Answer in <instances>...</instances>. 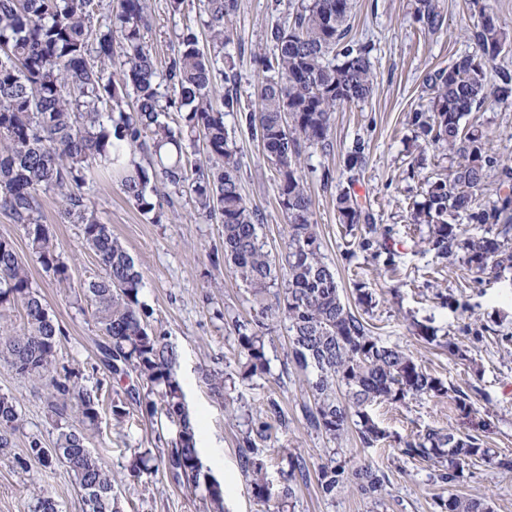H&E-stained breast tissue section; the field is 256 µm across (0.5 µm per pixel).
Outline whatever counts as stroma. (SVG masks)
I'll return each instance as SVG.
<instances>
[{"label": "stroma", "mask_w": 512, "mask_h": 512, "mask_svg": "<svg viewBox=\"0 0 512 512\" xmlns=\"http://www.w3.org/2000/svg\"><path fill=\"white\" fill-rule=\"evenodd\" d=\"M298 4L299 0H238L232 19L233 41L226 51L237 93L247 109L256 108L255 89L264 78L253 55L267 50L268 26L287 21ZM443 4L446 29L428 35L413 21L414 0H354L349 37L371 45L378 87L368 100L337 108L331 130L333 150L307 159L313 171L308 178L312 210L322 251L336 269L345 301L354 302L356 283L375 289L376 305L365 316L374 336L409 349L428 372L471 392L476 408L489 422L483 435L488 447L512 457V356L504 351L507 337H512V271L500 279L473 284L462 267L439 265L431 254L415 247L419 233L406 222L407 204L420 199L425 176L448 172L451 166L449 158L430 149L425 167L408 173L411 156L418 151L408 117L430 106L426 75L475 50L464 36L471 22L468 4L465 0H443ZM201 9V0H186L183 13L174 17L167 0H151L152 25L145 34L148 44L168 53L175 31L196 19ZM474 117L488 135L489 148L512 157V105L489 103ZM225 122L234 132L233 143L241 160L242 194L260 214L268 250L280 254L285 247L286 219L277 203L275 172L236 116H227ZM360 138L368 144L367 164L352 183L342 170V157ZM323 168L334 173L331 186H323L317 175ZM346 185L370 201L377 223L391 228L400 253L397 273L385 272L380 260L359 248L360 231H346L339 223L335 198ZM85 192L101 222L111 226L142 273L140 299L152 313V325L166 332L178 351L176 371L198 426L200 457L224 487V512H257L241 470L237 442L246 422L265 420L271 399L283 408L286 424L275 427L263 445L270 479L281 481L287 467L282 454L286 447L301 456L308 468L306 481L296 489L295 512H435V500L451 492L486 500L493 512H512V472L478 462L458 482L445 484L437 480L431 463L402 457L396 448V438L414 436L429 426L460 427L449 400L428 398L404 406L386 402L373 406L374 419L390 435L377 447H361L352 430L338 444L328 443L303 418L305 374L288 358V331L280 322L271 324L265 338L267 373L243 378L244 358L224 325V316L250 317L251 297L224 266L213 264L214 253L224 249L222 226L198 215L189 196L164 206L155 221L141 215L104 178L88 183ZM42 215L70 267V287H58L52 276L32 262L23 229L1 213L0 237L11 239L20 256L29 260L32 286L64 331L59 365L79 369L86 385H102L105 400L88 446L119 472L131 449L148 448L156 453L170 446L175 428L136 414L120 424L113 419L111 405L124 398L127 384L113 381L100 362L97 345L103 335L91 309L79 299L84 286L102 276L103 270L94 254L83 247L79 225L65 217L54 194L43 196ZM447 294L454 297V304L444 303ZM415 320L454 339L466 349V359L425 344L411 327ZM205 368L224 371L232 378L240 397L238 417L228 416L223 402L209 393L201 380ZM3 393L18 399L24 425L8 455L0 456V512H27L29 495L37 485L55 498L59 512H83L81 494L65 467L46 472L33 462L24 469L14 462L24 455L30 436H40L47 445L54 438L45 418V391L0 361ZM332 454L350 467L369 462L384 471V508H376L371 499L347 488L332 498L320 493L317 469ZM117 494L125 512H208L202 495L188 493L162 469L124 478Z\"/></svg>", "instance_id": "1"}]
</instances>
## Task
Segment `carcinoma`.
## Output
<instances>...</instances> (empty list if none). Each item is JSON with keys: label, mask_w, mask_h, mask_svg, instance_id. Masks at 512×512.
I'll use <instances>...</instances> for the list:
<instances>
[{"label": "carcinoma", "mask_w": 512, "mask_h": 512, "mask_svg": "<svg viewBox=\"0 0 512 512\" xmlns=\"http://www.w3.org/2000/svg\"><path fill=\"white\" fill-rule=\"evenodd\" d=\"M352 0H308L267 31L270 53L254 54L268 73L256 91L258 109L248 111L228 93L213 100L216 75L225 74L224 46L232 41L230 23L237 0H205L202 27L209 50L200 47L191 26L175 35L171 54L160 68L144 30L151 25L150 0H0V212L21 226L31 254L60 286L69 285V266L42 217V195L53 193L63 213L81 227L85 249L94 253L104 276L87 284L83 297L94 308L104 335L102 362L113 380L134 373L140 386L127 390L144 418H181L184 433L159 461L179 483L201 488L210 512H224L221 485L205 482L198 465L196 428L184 410V389L175 372L176 348L152 328L150 310L140 300L142 274L133 258L101 222L83 192L91 172L103 166L120 190L144 214L162 206L151 184L161 182L175 195L190 194L198 214L224 225V264L251 292L258 305L251 320L228 323L244 355V374L267 370L265 331L269 322L287 325L290 359L308 373L302 413L308 426L330 442L355 427L364 448L389 438L371 415L382 401L403 406L423 398H448L467 433L427 427L397 439L400 454L431 462L437 479L455 483L473 461L512 470V458L486 446L485 423L470 395L429 373L407 348L373 336L367 321L341 298L336 269L325 261L305 172L306 153L329 154L336 108L368 99L377 74L366 44L346 41ZM414 19L429 34L444 30L441 0H415ZM465 37L478 53L457 58L426 75L431 106L415 111L409 122L425 146L450 156L451 170L426 180L423 201L413 202L408 223L427 226L419 243L440 263L464 267L480 283L486 275L512 270V158L498 157L486 136L464 118L489 98L512 104V71L501 68L497 82L486 83V68L512 44V30L490 7L480 8ZM238 123L262 147L276 173L278 202L287 219V242L280 258L271 256L258 234L259 214L241 192V164L225 123ZM202 142L208 165L193 164L188 150ZM149 152V161L122 155ZM366 164V143L358 139L344 156L346 172ZM493 200H484L488 185ZM339 223L362 224L359 247L396 270L399 252L390 230L378 232L371 204L349 187L336 195ZM356 303L369 311L372 289L355 288ZM22 308L25 321L14 334L0 336V358L15 372L47 391V414L55 431L53 447L33 436L26 458L46 469L63 465L80 490L85 512H123L114 493L117 475L87 446L98 427L102 385L87 386L79 374L57 365L63 329L34 290L28 263L12 241L0 237V321ZM425 343L466 358L454 341L437 340L434 329L413 323ZM202 379L224 399L228 415L236 399L226 391L224 373L205 369ZM21 427L16 399L0 394V453L12 447ZM261 422L238 440L241 468L259 512H292L298 480L307 478L302 459L282 449L288 470L283 484L268 479L258 442L270 439ZM151 450L135 448L124 475L138 478L152 469ZM321 493L332 497L347 487L384 505L386 475L371 463L348 469L330 457L318 470ZM439 512H492L481 499L450 493L436 501ZM28 512H58L47 491L33 495Z\"/></svg>", "instance_id": "carcinoma-1"}]
</instances>
